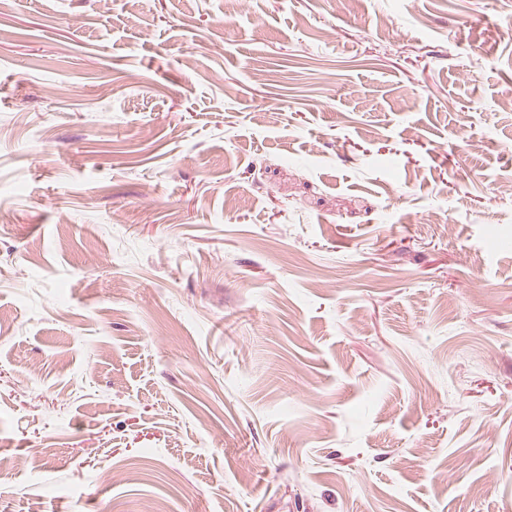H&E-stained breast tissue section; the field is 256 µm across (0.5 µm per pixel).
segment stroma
Segmentation results:
<instances>
[{"label":"stroma","mask_w":512,"mask_h":512,"mask_svg":"<svg viewBox=\"0 0 512 512\" xmlns=\"http://www.w3.org/2000/svg\"><path fill=\"white\" fill-rule=\"evenodd\" d=\"M0 0V512H512V0Z\"/></svg>","instance_id":"stroma-1"}]
</instances>
